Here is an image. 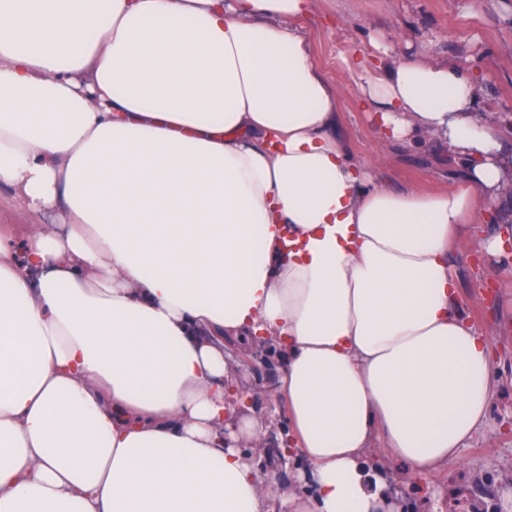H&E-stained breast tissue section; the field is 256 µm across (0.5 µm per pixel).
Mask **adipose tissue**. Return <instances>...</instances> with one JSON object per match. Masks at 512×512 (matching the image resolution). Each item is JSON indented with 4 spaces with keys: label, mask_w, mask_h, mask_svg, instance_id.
Instances as JSON below:
<instances>
[{
    "label": "adipose tissue",
    "mask_w": 512,
    "mask_h": 512,
    "mask_svg": "<svg viewBox=\"0 0 512 512\" xmlns=\"http://www.w3.org/2000/svg\"><path fill=\"white\" fill-rule=\"evenodd\" d=\"M308 0H0V512H395L368 453L424 473L486 420L495 358L452 253L512 184L480 84L424 58L345 67L390 141L466 159L394 191L336 133ZM285 356L307 465L264 492L228 336Z\"/></svg>",
    "instance_id": "adipose-tissue-1"
}]
</instances>
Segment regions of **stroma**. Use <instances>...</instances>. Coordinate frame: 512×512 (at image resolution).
Wrapping results in <instances>:
<instances>
[{
	"label": "stroma",
	"instance_id": "obj_1",
	"mask_svg": "<svg viewBox=\"0 0 512 512\" xmlns=\"http://www.w3.org/2000/svg\"><path fill=\"white\" fill-rule=\"evenodd\" d=\"M315 64L341 89L336 131L396 191H444L456 166L440 140L382 144L375 112L361 101L343 55L383 42L399 59L425 56L458 66L485 89L482 109L512 119V0H309L299 24ZM469 321L484 329L497 357L486 425L457 459L423 473L416 512H506L512 490V269L478 249L452 257Z\"/></svg>",
	"mask_w": 512,
	"mask_h": 512
}]
</instances>
